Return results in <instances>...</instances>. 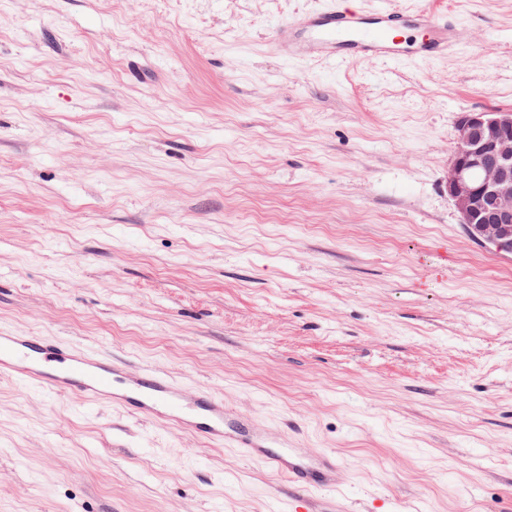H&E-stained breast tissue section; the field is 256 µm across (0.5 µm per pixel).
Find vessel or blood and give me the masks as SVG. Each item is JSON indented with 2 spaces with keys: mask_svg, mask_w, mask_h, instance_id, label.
Segmentation results:
<instances>
[{
  "mask_svg": "<svg viewBox=\"0 0 512 512\" xmlns=\"http://www.w3.org/2000/svg\"><path fill=\"white\" fill-rule=\"evenodd\" d=\"M457 43V25L428 4L408 10L352 11L338 4L289 18L271 39L273 51L288 60L340 66L356 59L427 64ZM0 377L19 379L49 394H63L171 426L218 446L236 449L281 474L295 496L291 512H312L329 498L339 474L329 449L299 448L285 436L270 438L251 419L229 415L222 398L191 390L152 366L136 367L111 354L87 351L58 339L0 329Z\"/></svg>",
  "mask_w": 512,
  "mask_h": 512,
  "instance_id": "vessel-or-blood-1",
  "label": "vessel or blood"
}]
</instances>
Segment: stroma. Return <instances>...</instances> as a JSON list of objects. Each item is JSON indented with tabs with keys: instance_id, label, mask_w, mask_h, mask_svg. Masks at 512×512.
Here are the masks:
<instances>
[{
	"instance_id": "1",
	"label": "stroma",
	"mask_w": 512,
	"mask_h": 512,
	"mask_svg": "<svg viewBox=\"0 0 512 512\" xmlns=\"http://www.w3.org/2000/svg\"><path fill=\"white\" fill-rule=\"evenodd\" d=\"M327 0H0V327L211 391L341 466V512H512V256L446 180L512 110V0L458 48L334 70ZM264 463L0 379V512H288Z\"/></svg>"
}]
</instances>
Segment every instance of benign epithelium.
<instances>
[{
    "label": "benign epithelium",
    "mask_w": 512,
    "mask_h": 512,
    "mask_svg": "<svg viewBox=\"0 0 512 512\" xmlns=\"http://www.w3.org/2000/svg\"><path fill=\"white\" fill-rule=\"evenodd\" d=\"M448 195L473 240L512 255L511 109L461 113Z\"/></svg>",
    "instance_id": "1"
}]
</instances>
